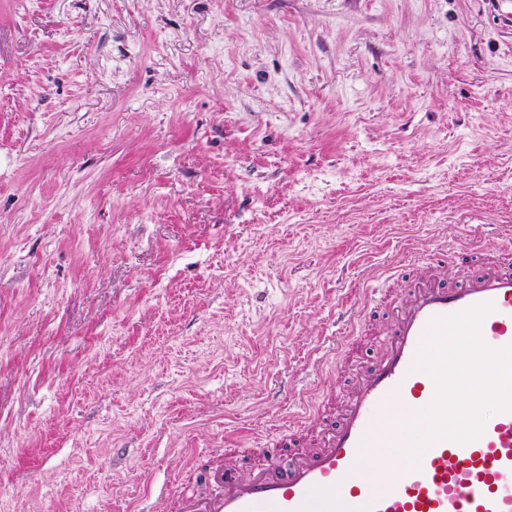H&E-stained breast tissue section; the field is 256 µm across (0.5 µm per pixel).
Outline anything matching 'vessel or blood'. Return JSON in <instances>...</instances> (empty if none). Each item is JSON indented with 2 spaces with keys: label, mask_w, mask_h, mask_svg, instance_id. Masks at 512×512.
<instances>
[{
  "label": "vessel or blood",
  "mask_w": 512,
  "mask_h": 512,
  "mask_svg": "<svg viewBox=\"0 0 512 512\" xmlns=\"http://www.w3.org/2000/svg\"><path fill=\"white\" fill-rule=\"evenodd\" d=\"M447 267L436 252L404 273L382 305L377 354L317 447L242 449L246 471L212 460L203 488L162 495L163 512H512V255L470 253L454 282ZM473 341L476 353L462 355ZM492 373L501 379L476 402L475 427L449 430V386ZM423 411L431 427L408 437ZM379 453L397 466L376 470Z\"/></svg>",
  "instance_id": "obj_1"
}]
</instances>
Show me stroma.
Returning a JSON list of instances; mask_svg holds the SVG:
<instances>
[{
  "label": "stroma",
  "mask_w": 512,
  "mask_h": 512,
  "mask_svg": "<svg viewBox=\"0 0 512 512\" xmlns=\"http://www.w3.org/2000/svg\"><path fill=\"white\" fill-rule=\"evenodd\" d=\"M465 236L512 251V0H0V512L313 447Z\"/></svg>",
  "instance_id": "35a3bbf8"
}]
</instances>
